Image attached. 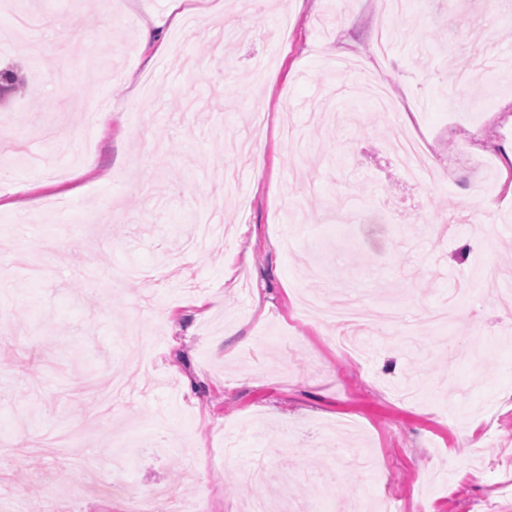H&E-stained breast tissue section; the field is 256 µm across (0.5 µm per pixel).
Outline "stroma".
I'll return each mask as SVG.
<instances>
[{
    "label": "stroma",
    "instance_id": "obj_1",
    "mask_svg": "<svg viewBox=\"0 0 512 512\" xmlns=\"http://www.w3.org/2000/svg\"><path fill=\"white\" fill-rule=\"evenodd\" d=\"M171 7L120 0L111 22L17 0L78 29L61 44L0 14V60L43 87L0 112V495L374 512L390 488L407 512H466L497 482L472 448L490 431L486 460L512 456V0H198L190 34ZM372 79L397 111L363 96ZM396 131L425 137L440 180L396 160ZM120 266L139 274L116 288ZM309 292L400 319L343 354Z\"/></svg>",
    "mask_w": 512,
    "mask_h": 512
}]
</instances>
